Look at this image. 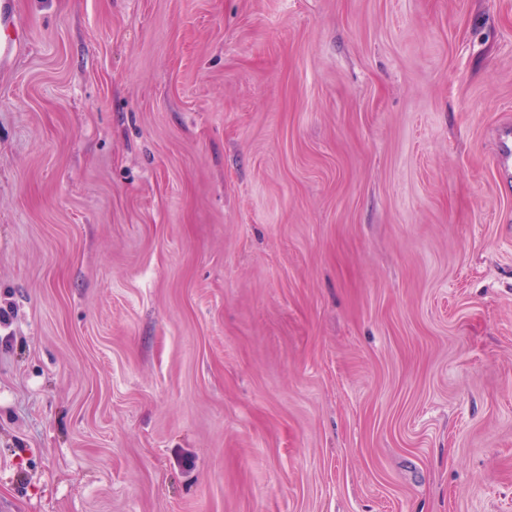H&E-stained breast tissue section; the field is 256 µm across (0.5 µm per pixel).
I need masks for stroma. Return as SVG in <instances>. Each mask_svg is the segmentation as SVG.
Wrapping results in <instances>:
<instances>
[{"instance_id":"obj_1","label":"stroma","mask_w":512,"mask_h":512,"mask_svg":"<svg viewBox=\"0 0 512 512\" xmlns=\"http://www.w3.org/2000/svg\"><path fill=\"white\" fill-rule=\"evenodd\" d=\"M0 28V512H512V0Z\"/></svg>"}]
</instances>
